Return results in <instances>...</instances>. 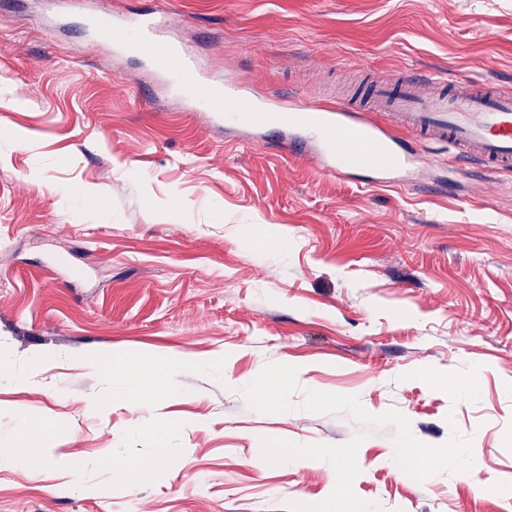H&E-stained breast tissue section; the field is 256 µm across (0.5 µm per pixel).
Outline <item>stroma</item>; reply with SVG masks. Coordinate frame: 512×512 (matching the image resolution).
Returning a JSON list of instances; mask_svg holds the SVG:
<instances>
[{"label": "stroma", "mask_w": 512, "mask_h": 512, "mask_svg": "<svg viewBox=\"0 0 512 512\" xmlns=\"http://www.w3.org/2000/svg\"><path fill=\"white\" fill-rule=\"evenodd\" d=\"M163 5L262 94L319 102L371 71L512 90V0H107ZM279 141L183 111L82 16L48 31L38 0H0V356L34 376L0 378V457L20 408L50 455L0 466V512H318L335 451L342 512L512 506V183L424 141L433 168L367 190ZM168 352L212 366L159 406L113 401V368ZM263 364L298 369L264 414ZM405 438L478 471L414 479ZM283 443L330 454L258 463ZM144 457L159 466L126 489L116 469Z\"/></svg>", "instance_id": "obj_1"}]
</instances>
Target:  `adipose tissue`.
I'll return each mask as SVG.
<instances>
[{
    "instance_id": "ef3b65f1",
    "label": "adipose tissue",
    "mask_w": 512,
    "mask_h": 512,
    "mask_svg": "<svg viewBox=\"0 0 512 512\" xmlns=\"http://www.w3.org/2000/svg\"><path fill=\"white\" fill-rule=\"evenodd\" d=\"M185 366L181 358L145 357L127 362L115 372L114 378L121 385L118 397L128 403L160 404L173 393L172 377ZM290 367L271 368L260 366L249 382V388L258 410L274 409L275 397L288 383Z\"/></svg>"
}]
</instances>
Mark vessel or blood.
<instances>
[{
    "label": "vessel or blood",
    "mask_w": 512,
    "mask_h": 512,
    "mask_svg": "<svg viewBox=\"0 0 512 512\" xmlns=\"http://www.w3.org/2000/svg\"><path fill=\"white\" fill-rule=\"evenodd\" d=\"M56 14L87 15L102 42L147 56L188 110L209 113L213 125L260 128L274 122L287 136L289 157L304 143L317 145L326 174L362 167L372 186H402L411 172L431 165L426 154L405 150L404 133L448 144L459 158L499 176L512 173V92L465 81L455 91L421 74L370 81L360 97L327 105L271 93L255 98L241 81L209 71L183 40L174 38L168 10L122 17L101 12L99 0H48ZM384 113L376 121L375 113Z\"/></svg>",
    "instance_id": "obj_1"
}]
</instances>
